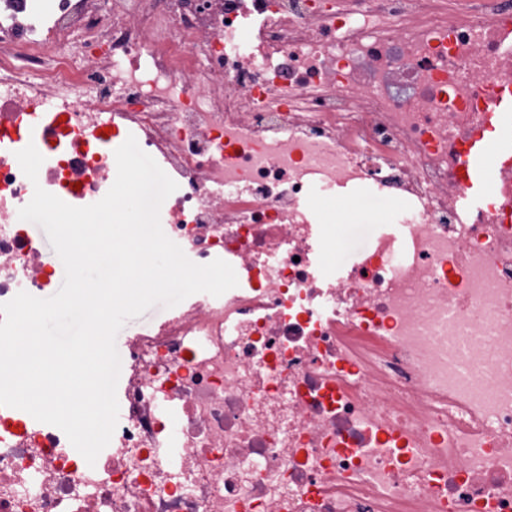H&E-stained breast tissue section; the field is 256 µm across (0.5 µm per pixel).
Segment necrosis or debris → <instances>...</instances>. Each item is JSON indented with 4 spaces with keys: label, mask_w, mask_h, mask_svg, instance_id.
Returning <instances> with one entry per match:
<instances>
[{
    "label": "necrosis or debris",
    "mask_w": 512,
    "mask_h": 512,
    "mask_svg": "<svg viewBox=\"0 0 512 512\" xmlns=\"http://www.w3.org/2000/svg\"><path fill=\"white\" fill-rule=\"evenodd\" d=\"M507 95L512 0H0V303L53 287L35 187L96 203L131 135L238 279L127 341L99 469L0 408V512H512ZM335 196L394 210L324 269ZM490 164L487 150L474 153L469 151L465 156L466 191L463 203L466 207H475L483 200L489 183Z\"/></svg>",
    "instance_id": "obj_1"
}]
</instances>
